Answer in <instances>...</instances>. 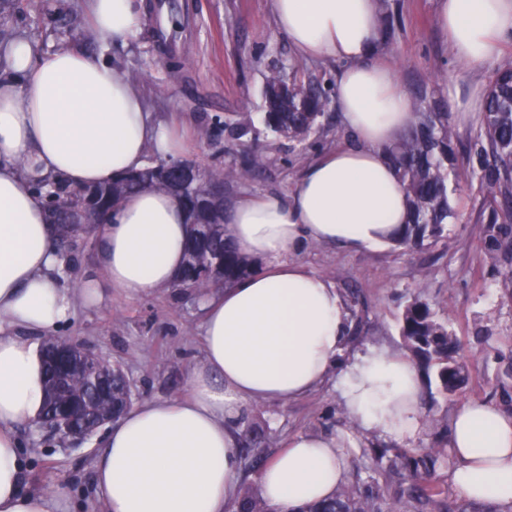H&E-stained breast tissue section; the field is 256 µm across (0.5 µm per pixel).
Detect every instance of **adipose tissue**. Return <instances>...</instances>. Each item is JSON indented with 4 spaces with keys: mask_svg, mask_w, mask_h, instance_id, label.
Returning a JSON list of instances; mask_svg holds the SVG:
<instances>
[{
    "mask_svg": "<svg viewBox=\"0 0 512 512\" xmlns=\"http://www.w3.org/2000/svg\"><path fill=\"white\" fill-rule=\"evenodd\" d=\"M279 31L305 59L341 63L336 105L355 143L314 161L290 192L242 201L225 220L235 248L262 268L209 295L202 355L186 393L131 407L108 426L95 460L103 512H231L242 483L240 426L253 403L287 402L337 380L363 430L404 444L420 429V380L403 355L347 356L348 316L336 287L293 261L304 248L348 251L392 244L407 223L388 148L414 123L411 100L378 53V0H271ZM102 42H126L140 0H88ZM438 22L461 70L449 78L452 114L479 111L480 75L512 39V0H440ZM178 126L153 122L135 86L111 65L22 36L0 46V512H69L65 488L24 486L19 425L39 418L44 372L33 334L57 335L77 301L110 291L172 287L184 261L188 218L157 190L127 196L96 233L95 270L81 288L55 275L54 230L36 188L62 177L106 185L142 169L147 150L183 154ZM350 436L289 434L257 479L272 512H304L346 478ZM449 474L461 495L512 502V414L470 400L450 421Z\"/></svg>",
    "mask_w": 512,
    "mask_h": 512,
    "instance_id": "obj_1",
    "label": "adipose tissue"
}]
</instances>
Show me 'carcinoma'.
<instances>
[{"instance_id": "cac0c4a2", "label": "carcinoma", "mask_w": 512, "mask_h": 512, "mask_svg": "<svg viewBox=\"0 0 512 512\" xmlns=\"http://www.w3.org/2000/svg\"><path fill=\"white\" fill-rule=\"evenodd\" d=\"M400 19L389 10L380 15L381 38L388 41ZM416 121L388 149V159L402 184L409 210V221L396 240V246L413 249L435 246L447 238L448 224L458 214L451 203L450 182L466 181L469 175L456 167L454 128L448 120V102H426L422 95L412 100ZM328 97L312 79L298 74L285 75L272 70L264 90L265 123L279 137L301 143L316 133L326 111ZM478 155L482 159L481 186L483 200L479 222L489 225L486 248L497 246L495 225L512 223V69L496 72L488 87L484 111L476 133ZM256 153L239 167L213 168L210 184L224 186L245 180L262 164ZM149 187L167 192L169 186L161 178L144 184L139 173L127 175L110 185L72 189L55 184V194L48 207L52 220L80 207L82 194L93 192L100 203V213L86 216L92 223L114 209L130 193ZM208 187L196 189L180 199L190 217L187 261L176 287L189 288L203 295L221 286L228 287L259 268L253 258L239 253L231 244L228 228L216 223L214 212L200 203ZM402 351L421 368L427 384L435 387L443 399L459 392L468 383L466 363L460 357V346L448 321L442 319L430 303L418 296L407 301L398 316ZM103 370L112 373V401H130L132 387L120 365L109 361ZM279 441V434L269 426L241 420V453L244 459L265 462L268 449ZM450 461L448 449L426 451L402 449L392 466L407 472L413 482V499L428 507L427 512H455L434 475L438 462ZM383 500L372 488L342 484L336 494L311 505L304 512H382ZM234 512H271L267 503L253 488H241Z\"/></svg>"}]
</instances>
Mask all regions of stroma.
<instances>
[{
    "instance_id": "stroma-1",
    "label": "stroma",
    "mask_w": 512,
    "mask_h": 512,
    "mask_svg": "<svg viewBox=\"0 0 512 512\" xmlns=\"http://www.w3.org/2000/svg\"><path fill=\"white\" fill-rule=\"evenodd\" d=\"M19 10L0 15V33L22 32L53 51L70 45L105 55L135 75L154 121L179 122L187 131L184 159L204 169L239 166L261 153L263 166L253 178L224 187V204L266 193L290 191L306 166L323 153L350 146L354 138L338 112L325 130L297 144L277 137L264 124L263 90L273 69L299 64L318 79L328 97L336 95L337 64L299 59L278 31L270 0H143L144 19L124 44L101 49L93 37L71 42L48 10L63 7L88 23L86 0H20ZM402 16L394 38L379 52L394 67L406 93L426 90L446 95V81L459 66L448 48V34L437 20L438 0H392ZM480 115L456 126L457 166L470 172L456 191L459 218L447 238L433 247L405 250L394 245L348 252L312 245L295 259L333 282L341 294L355 293L363 330L356 351L370 348L399 353L397 315L411 295H421L445 316L456 334L471 375L470 398L489 400L512 412V231L501 235L495 253L485 246L486 225L477 223L481 168L474 140ZM228 120L245 122L241 134L225 129ZM202 304L177 288L128 297L115 292L103 302L77 303L61 337L76 339L110 362L120 364L135 388L136 401L178 397L200 356ZM281 432L335 429L350 433L349 482L384 483L385 473L365 450L373 440L346 416L335 383L286 403L251 405ZM27 461L25 485L39 490L64 486L74 512H101L94 493L93 460L100 435L73 444L19 426Z\"/></svg>"
}]
</instances>
